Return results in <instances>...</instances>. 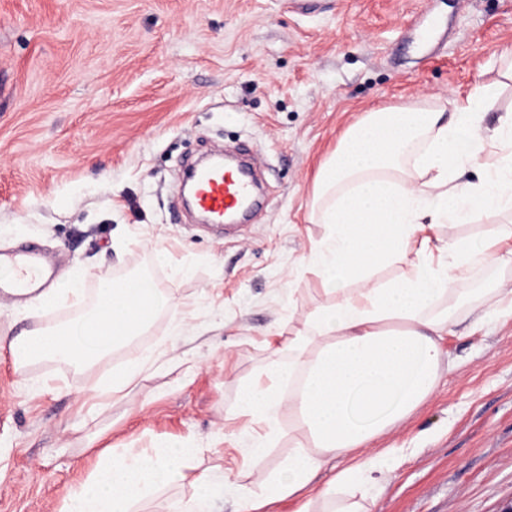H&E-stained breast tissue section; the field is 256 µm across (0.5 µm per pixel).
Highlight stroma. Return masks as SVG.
Returning <instances> with one entry per match:
<instances>
[{
    "instance_id": "1",
    "label": "stroma",
    "mask_w": 512,
    "mask_h": 512,
    "mask_svg": "<svg viewBox=\"0 0 512 512\" xmlns=\"http://www.w3.org/2000/svg\"><path fill=\"white\" fill-rule=\"evenodd\" d=\"M448 26L434 50L414 39ZM512 0H0V252L58 254L60 281L86 291L151 265L191 311L181 335L161 317L146 335L87 367L46 377L14 370L9 338L78 309L0 301V512H59L107 448H196L195 471L224 477L223 512L252 424L243 383L327 296L306 257L327 233L308 221L322 162L364 112L451 105L476 86L512 110ZM241 147L263 170L266 204L224 234L183 208L180 164ZM168 254L157 263L156 248ZM500 270L466 282L457 333L431 398L374 441L407 459L372 492L371 512H512V318L471 331ZM152 356L107 400L109 369Z\"/></svg>"
}]
</instances>
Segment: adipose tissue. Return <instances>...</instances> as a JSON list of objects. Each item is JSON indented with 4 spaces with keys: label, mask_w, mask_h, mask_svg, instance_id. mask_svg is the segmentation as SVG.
<instances>
[{
    "label": "adipose tissue",
    "mask_w": 512,
    "mask_h": 512,
    "mask_svg": "<svg viewBox=\"0 0 512 512\" xmlns=\"http://www.w3.org/2000/svg\"><path fill=\"white\" fill-rule=\"evenodd\" d=\"M496 94L482 85L451 107H383L350 125L322 163L309 221L325 225L309 261L334 300L317 307L305 330L262 377L244 384L237 408L264 427L246 455L255 488L236 490L238 512H273L298 499L296 512H368L382 460L373 441L411 416L441 378V341L459 321L460 287L477 267L512 269V113L483 124ZM483 173L462 181L465 170ZM488 218L481 243L462 236L433 242L426 224ZM403 260L405 278H374L379 262ZM177 316L143 274L101 281L92 305L73 321L28 331L9 348L16 366L39 361L76 367L107 359L147 333L161 315ZM290 408L303 438L274 468L262 467ZM196 449L181 443L102 455L88 478L67 490L59 512H138L157 491L180 483ZM339 457L349 467L319 490L313 479Z\"/></svg>",
    "instance_id": "ef3b65f1"
}]
</instances>
